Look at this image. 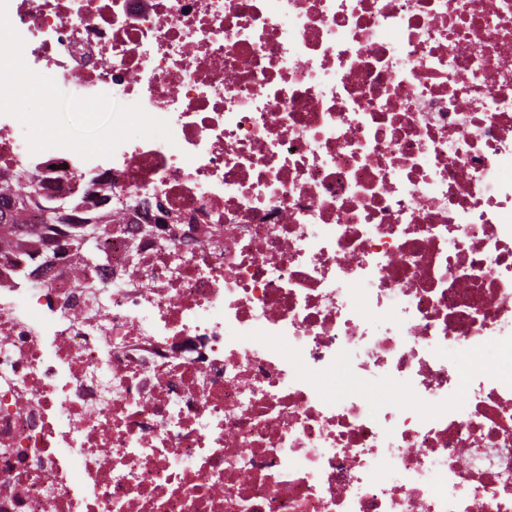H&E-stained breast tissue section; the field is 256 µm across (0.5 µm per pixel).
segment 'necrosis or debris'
Returning <instances> with one entry per match:
<instances>
[{"label":"necrosis or debris","mask_w":512,"mask_h":512,"mask_svg":"<svg viewBox=\"0 0 512 512\" xmlns=\"http://www.w3.org/2000/svg\"><path fill=\"white\" fill-rule=\"evenodd\" d=\"M8 17L173 139L34 154L0 115L1 167L120 219L0 280V512H512V0Z\"/></svg>","instance_id":"obj_1"}]
</instances>
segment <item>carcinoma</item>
Wrapping results in <instances>:
<instances>
[{
  "label": "carcinoma",
  "mask_w": 512,
  "mask_h": 512,
  "mask_svg": "<svg viewBox=\"0 0 512 512\" xmlns=\"http://www.w3.org/2000/svg\"><path fill=\"white\" fill-rule=\"evenodd\" d=\"M11 202L0 209V250L14 256L10 269L14 283L21 284V266L34 262L42 252L59 245L83 225L106 227L112 223L109 212H85L81 202H59L45 193L44 184L22 169L0 168V202ZM42 213V223L31 224L33 210Z\"/></svg>",
  "instance_id": "cac0c4a2"
}]
</instances>
